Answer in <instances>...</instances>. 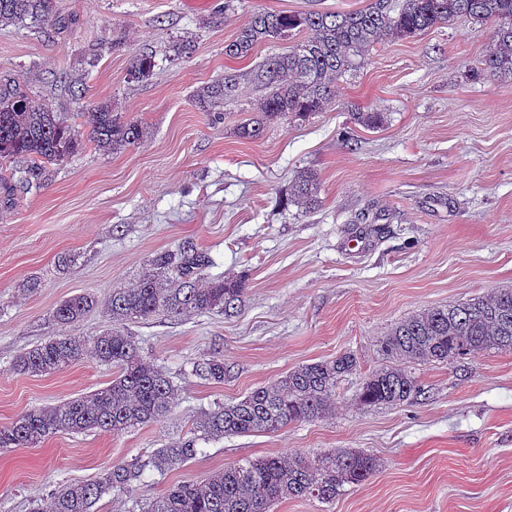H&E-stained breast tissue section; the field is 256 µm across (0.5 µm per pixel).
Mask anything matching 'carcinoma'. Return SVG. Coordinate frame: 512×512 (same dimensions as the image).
I'll use <instances>...</instances> for the list:
<instances>
[{
  "mask_svg": "<svg viewBox=\"0 0 512 512\" xmlns=\"http://www.w3.org/2000/svg\"><path fill=\"white\" fill-rule=\"evenodd\" d=\"M458 18L494 25L495 51L479 59L471 71L512 76V0H366L363 7L346 12L254 13L224 45L225 56L241 59L263 42L295 35L300 39L288 52L270 56L245 73L263 95L256 117L242 124L238 135L258 139L267 125L278 120L306 122L330 111L336 105L338 82L367 64L370 48L384 39L416 37ZM27 21L63 29L74 18L59 10L57 0H0V26ZM153 68V53L140 51L130 59L129 75L142 81L152 75ZM239 79L230 74L198 89L196 106L221 118L224 103L237 95ZM78 116L79 128L32 98L18 82L0 79V160L16 163L22 170L17 179L0 176L7 195L44 181L47 166L63 162L90 143L118 153L148 137L146 127L124 119L110 103L88 104ZM352 119L365 130L380 129L386 123L385 113L375 111L358 110ZM319 191L317 175L304 171L291 185L290 202L311 212L320 206ZM214 266L210 253L190 240L156 251L133 287L112 290V328L90 343L57 333L18 354L12 367L19 374L51 375L84 358L114 372L112 381L101 389L30 409L0 427V453L36 448L59 433L120 434L161 421L170 411L175 386L161 367L142 358L126 325L161 314L236 313L247 291L245 276L212 277L209 270ZM96 305L90 293L71 296L52 309L49 322L58 327L76 324ZM491 350L512 351V288L429 309L393 327L382 341L387 358L424 364L451 363ZM355 368L356 359L350 353L298 366L236 402L203 411L185 435L155 449L147 460L114 465L90 483L62 486L52 493L49 510L38 505L32 512H92L104 494L129 491L146 469L163 474L194 459L201 440L271 433L290 423L321 419L331 410L338 383ZM191 374L224 382V355L217 352L197 359ZM418 394L415 378L397 365L366 377L357 399L375 407L397 405ZM380 466L377 457L354 449L249 460L226 466L199 482L174 486L141 512H270L286 496L330 503L345 486L368 480Z\"/></svg>",
  "mask_w": 512,
  "mask_h": 512,
  "instance_id": "cac0c4a2",
  "label": "carcinoma"
}]
</instances>
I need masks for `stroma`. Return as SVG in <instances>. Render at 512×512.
<instances>
[{
  "label": "stroma",
  "instance_id": "obj_1",
  "mask_svg": "<svg viewBox=\"0 0 512 512\" xmlns=\"http://www.w3.org/2000/svg\"><path fill=\"white\" fill-rule=\"evenodd\" d=\"M224 13H217L218 5ZM363 0H60L75 23L0 27V73L72 116L111 102L148 137L112 154L91 148L49 168L47 181L0 203V427L27 410L106 386L112 367L86 359L47 376L20 375L17 354L50 336V310L91 293L97 307L66 334L93 340L111 327L107 300L131 286L154 252L192 240L217 265L246 274L237 314L161 317L130 324L143 357L177 389L163 422L122 434L62 433L0 454V512L48 504L62 484L96 479L185 434L201 411L242 398L303 364L344 353L355 371L336 389L332 415L272 433L200 442L183 466L145 471L94 512H139L170 487L264 456L352 448L379 458L367 481L332 503L283 499L273 512H512V352L454 363L407 364L422 390L397 405L366 407L363 380L389 364L380 341L423 311L512 288V79L471 78L468 64L495 47L494 27L459 18L384 41L338 84L333 110L281 120L256 140L238 136L258 91L240 84L223 120L194 106L201 86L242 74L287 48L260 44L247 59L224 44L259 10L347 11ZM189 50L168 59L177 37ZM156 50L155 73L128 78L134 52ZM386 113L384 127H353L352 110ZM319 178L311 212L281 207L300 172ZM370 244L354 252L359 214ZM79 259L60 271L59 256ZM40 279L36 294L19 284ZM224 355V380L191 375L193 361Z\"/></svg>",
  "mask_w": 512,
  "mask_h": 512
}]
</instances>
